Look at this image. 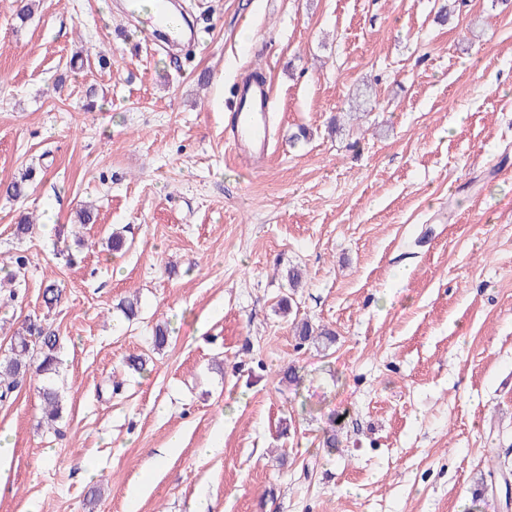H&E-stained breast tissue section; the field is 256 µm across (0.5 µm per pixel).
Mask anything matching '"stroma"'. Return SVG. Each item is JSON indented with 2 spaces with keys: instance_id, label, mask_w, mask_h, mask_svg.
<instances>
[{
  "instance_id": "35a3bbf8",
  "label": "stroma",
  "mask_w": 512,
  "mask_h": 512,
  "mask_svg": "<svg viewBox=\"0 0 512 512\" xmlns=\"http://www.w3.org/2000/svg\"><path fill=\"white\" fill-rule=\"evenodd\" d=\"M181 3L206 21L185 53L124 0H0V267L29 258L0 352L29 316L62 352L56 430L41 377L0 402V512H504L475 489L512 470V4ZM256 68L252 170L224 119Z\"/></svg>"
}]
</instances>
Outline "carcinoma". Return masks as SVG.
I'll list each match as a JSON object with an SVG mask.
<instances>
[{"label":"carcinoma","instance_id":"cac0c4a2","mask_svg":"<svg viewBox=\"0 0 512 512\" xmlns=\"http://www.w3.org/2000/svg\"><path fill=\"white\" fill-rule=\"evenodd\" d=\"M33 180V170L28 169L11 182L6 193L14 198L25 196ZM60 338L37 319H27L13 337L8 353L0 357V400H6L28 373L32 359H37L36 373L51 378L59 369L61 359ZM42 416L40 425L53 429L61 418L62 405L59 392L51 384L42 388Z\"/></svg>","mask_w":512,"mask_h":512}]
</instances>
